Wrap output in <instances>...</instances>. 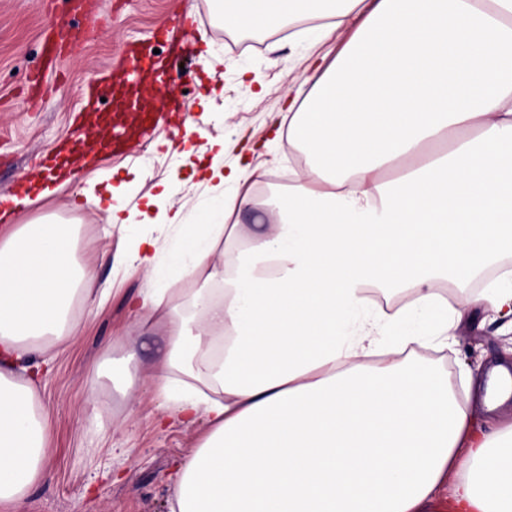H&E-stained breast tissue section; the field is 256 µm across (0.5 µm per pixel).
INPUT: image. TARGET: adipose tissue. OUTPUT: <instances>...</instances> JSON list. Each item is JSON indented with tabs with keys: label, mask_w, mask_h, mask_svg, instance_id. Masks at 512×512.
<instances>
[{
	"label": "adipose tissue",
	"mask_w": 512,
	"mask_h": 512,
	"mask_svg": "<svg viewBox=\"0 0 512 512\" xmlns=\"http://www.w3.org/2000/svg\"><path fill=\"white\" fill-rule=\"evenodd\" d=\"M221 18L271 31L320 18L323 41L359 26L287 91L304 167L275 224L247 237L234 223L266 173L225 174L235 143L218 140L210 177L237 193L210 223L167 219L185 228V270L212 287L134 301L164 327L149 373L168 415L209 426L169 512H427L448 481V512H512V418L478 423L467 405L512 400V363L463 395L401 354L424 342L421 313L443 346L473 311L512 326V271L466 289L512 257V0H224ZM76 236L47 217L0 239V505L44 475V355L76 335V296L106 301L81 292ZM440 278L462 295L448 301ZM372 285L412 299L384 310Z\"/></svg>",
	"instance_id": "ef3b65f1"
}]
</instances>
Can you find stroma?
I'll use <instances>...</instances> for the list:
<instances>
[{"label": "stroma", "instance_id": "1", "mask_svg": "<svg viewBox=\"0 0 512 512\" xmlns=\"http://www.w3.org/2000/svg\"><path fill=\"white\" fill-rule=\"evenodd\" d=\"M312 28L301 22L246 46L217 22L213 0H96L86 14L74 11L71 0H0V192L23 176H39L45 155L57 152L75 125L87 119L88 83L120 84L129 44L158 50L174 77L167 84L145 79L154 120L148 134L128 140L124 155L105 149L88 155L86 166L55 176V193L33 198L11 217L15 224L51 217L77 225V260L93 267V288L111 294L98 308L80 297L72 304L81 331L58 346L41 389L51 412L45 475L10 512H168L171 476L206 432L205 422L185 425L173 419L158 426L164 399L145 374L137 375L127 395L105 378L96 393H89L86 380L92 367L122 356L130 344L143 366L156 362L161 328L139 321L130 296L177 278L187 288L198 282L166 258L150 276L111 264L108 255L118 244L163 234L142 217L148 196L162 185H169L173 209L186 218L231 193L232 184L207 178L217 138L238 142L225 155V168L267 170L266 182L252 189L256 201L271 199L279 182L302 170L287 140H275L274 134L288 109L290 81L324 51L313 43ZM57 38L63 39L65 54L56 71H43L41 46ZM38 71L46 90L33 99L27 79ZM179 117L195 126L194 152L188 157L173 155L166 145ZM91 178L105 199L122 188L124 227L111 225L106 208L86 204L81 190ZM453 336L448 356L435 364L448 368L457 387L463 369L483 375L512 348V329L484 312L468 315Z\"/></svg>", "mask_w": 512, "mask_h": 512}]
</instances>
